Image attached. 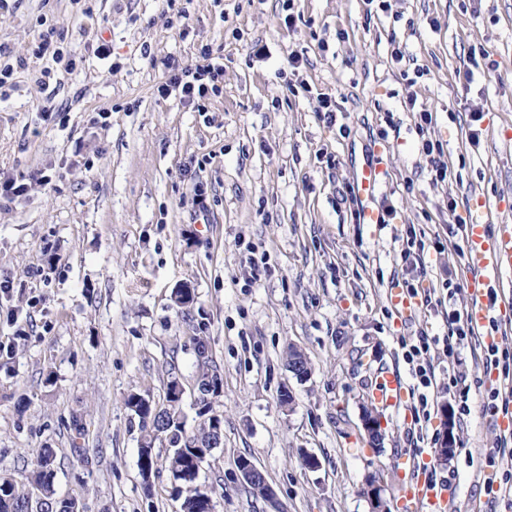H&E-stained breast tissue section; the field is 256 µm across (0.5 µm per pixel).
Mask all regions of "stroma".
Here are the masks:
<instances>
[{
  "instance_id": "stroma-1",
  "label": "stroma",
  "mask_w": 512,
  "mask_h": 512,
  "mask_svg": "<svg viewBox=\"0 0 512 512\" xmlns=\"http://www.w3.org/2000/svg\"><path fill=\"white\" fill-rule=\"evenodd\" d=\"M177 10L0 0L15 68L0 89V176L31 184L0 203V281L11 283L0 293V474L23 479L49 446L58 493L90 512H180L166 444L143 486L125 399L164 403L179 377L197 427L201 336L223 380L212 406L224 444L197 479L213 512H371L372 475L393 507L397 460L412 446L457 512H512L485 495L498 441L485 353L443 346L449 312L470 305L464 235L449 227L512 222V0H192L185 20ZM49 34L80 56L73 72L35 56ZM103 39L108 62L95 53ZM205 49L224 62L220 95L201 106L156 96L166 62L192 67ZM321 95L335 122L318 112ZM48 101L61 110L49 124L39 117ZM421 110L432 114L422 127ZM428 141L443 144L445 181L433 179ZM376 152L385 176L372 205L388 216L366 224L352 175ZM412 229L437 292L400 323L386 292L416 278L402 258ZM180 288L195 291L189 307L175 302ZM423 333L437 340L427 387L404 348ZM291 346L312 366L306 381L287 369ZM386 369L403 374L410 401L385 414L374 454L360 415ZM465 401L459 447L441 462V407ZM243 456L273 501L242 481Z\"/></svg>"
}]
</instances>
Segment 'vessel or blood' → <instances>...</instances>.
Wrapping results in <instances>:
<instances>
[{
	"instance_id": "b4317fda",
	"label": "vessel or blood",
	"mask_w": 512,
	"mask_h": 512,
	"mask_svg": "<svg viewBox=\"0 0 512 512\" xmlns=\"http://www.w3.org/2000/svg\"><path fill=\"white\" fill-rule=\"evenodd\" d=\"M382 173L383 166L376 161L364 166L354 177V190L366 203L363 218L369 224L382 221L380 212L370 205ZM465 240L464 259L474 273L468 284L471 303L467 317L476 330L484 331L496 316L488 296L494 292L500 274L512 269V225L473 221L465 227ZM387 298L396 315L402 319L413 317L420 306L418 298L398 288L389 289ZM408 396L404 377L393 370L382 373L373 392L381 408L390 411L404 406ZM401 465L408 477L398 500V512H453L454 506L447 490L433 486L420 476L428 465L426 457L412 453L405 456Z\"/></svg>"
}]
</instances>
